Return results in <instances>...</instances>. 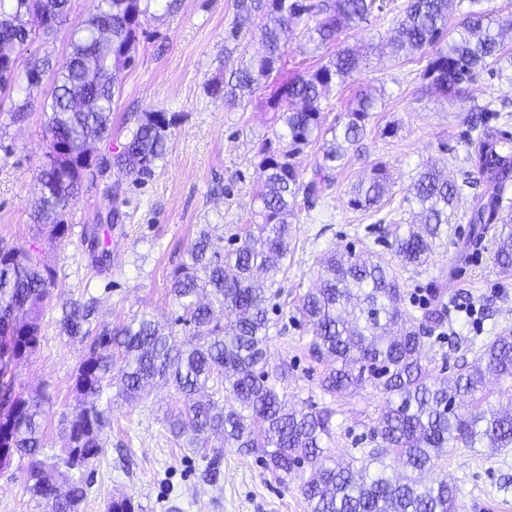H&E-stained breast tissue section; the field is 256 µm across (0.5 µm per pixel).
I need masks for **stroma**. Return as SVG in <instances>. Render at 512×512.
Wrapping results in <instances>:
<instances>
[{"instance_id":"35a3bbf8","label":"stroma","mask_w":512,"mask_h":512,"mask_svg":"<svg viewBox=\"0 0 512 512\" xmlns=\"http://www.w3.org/2000/svg\"><path fill=\"white\" fill-rule=\"evenodd\" d=\"M383 12L348 32L349 47H362L388 39L405 0H385ZM94 0H70L68 20L49 42L26 46L17 64L29 56H47L62 63L73 27L91 11ZM240 36L229 40L232 28ZM251 21L239 16L234 0H177L174 11L153 10L142 18L128 65L116 73L119 95L112 108V136L100 143L101 153L120 151L127 126L137 115L163 111L175 115L168 131L166 153L154 175L134 181L112 172L97 183L85 184L76 206L67 216L68 232L62 241L43 244V257L57 272L52 296L41 315L40 346L26 361L13 366L15 388L24 395L43 397L46 455L62 454L68 419L74 410L75 376L85 354L78 339L62 334V305L70 300L95 297L98 323L117 324L149 315L169 320L175 310L170 284L174 270L200 230L226 234L229 227L250 221L256 179L257 152L273 138L277 125L261 90L232 109L207 91L208 81L221 73L225 48L247 60L262 51ZM424 53L398 60L374 55L356 73L347 89L332 91L324 100L326 124H334L346 110L354 90L372 86L384 96L372 127L348 152L345 168L333 186L312 202H300L293 226L290 253L272 318L287 324V334L271 331L268 355L287 360L288 401L303 406L312 401L335 411L329 452L339 460L358 455L365 436L378 416L382 395L365 387L351 395L331 397L319 386L322 365L307 354L305 327L291 317L301 296L314 285L315 256L347 244L363 245L384 260L392 254L382 239L383 229L403 224L409 214L400 201L423 166L444 167L449 179L464 182L448 237L441 240L432 261L421 274H405L404 295L417 296L428 280L447 273L449 295H460L474 305L473 314L458 313L448 331L455 342L441 353L425 351V361L444 355L449 369L470 359L466 339L479 340L512 329V274L503 275L492 265L488 251L473 253L451 264L452 241L466 238L470 203L481 185L465 160V122L469 106L487 103L512 105V57L503 58L494 74H481L471 84L466 102L446 101L425 90L421 73ZM51 75H44L23 121L13 122L17 96L0 90V244L30 248L36 229L26 203L39 186L35 180L45 159L43 105L53 91ZM394 125L396 133L382 137L379 127ZM384 161L396 183L393 197L380 210L357 211L348 204L349 191L376 161ZM122 212L111 229V262L103 271L88 261L86 239L111 203ZM100 408L109 411L111 426L104 437L103 453L94 462L91 488L81 512H105L112 495L124 493L146 505L147 512H308L298 479L275 481L256 455L236 449L223 451L221 478L210 485L200 474L214 455L213 445H180L172 438L166 418L180 406L177 395L163 382L151 388L148 400L130 404L115 389L105 391ZM445 474L458 488V512H512V450L490 453L468 448L449 449L441 460ZM0 512H48L31 500L16 468L0 470Z\"/></svg>"}]
</instances>
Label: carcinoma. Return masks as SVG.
I'll return each mask as SVG.
<instances>
[{"mask_svg":"<svg viewBox=\"0 0 512 512\" xmlns=\"http://www.w3.org/2000/svg\"><path fill=\"white\" fill-rule=\"evenodd\" d=\"M68 0H0V87L22 96L13 117L26 116L34 88L49 61L33 57L24 72L18 55L35 40H48L66 17ZM159 0H96L70 36V52L54 74V93L45 104L46 161L37 174L39 195L30 204L33 223L64 238L65 216L83 184L108 169L134 180L152 176L164 159L165 112H146L129 129L122 149L110 157L93 154L94 144L112 136L113 71L124 66L137 39L141 18ZM461 0H407L395 34L385 44L394 57L431 50L422 73L425 87L452 101L468 98L469 85L506 54L504 33L512 19L469 11L457 37L449 40L448 17ZM238 12L259 17L264 53L226 68L209 84L212 96L230 107L252 95L273 73L288 66V48L309 34L319 48L338 40L374 11L379 0H235ZM315 25H310V21ZM361 56L341 48L317 67L295 74L271 90L268 102L283 131L278 146L266 141L255 164L257 224H240L227 239L205 230L187 251V262L171 279L175 316L162 324L147 316L110 327L95 325L96 299L66 303L61 330L86 342L75 380L76 405L69 421L65 456L42 458L41 403L14 390L0 373V421L7 433L0 447L27 460L24 489L50 512H80L88 494L82 479L62 478L60 468L81 472L104 448L110 425L98 401L118 375L117 395L129 403L149 396L155 379L181 395L183 407L169 417L177 440L190 445L212 438L222 448L259 454L280 483L300 473L299 486L310 512H457V485L441 476L424 483L448 448H512V406L491 399L490 386L512 384V330L471 342L473 360L458 365L452 379L433 374L423 363L426 345L451 339L448 322L455 308L445 283L433 279L404 306L402 272L428 265L436 241L448 233V208L462 186L436 166L424 168L404 203L412 220L398 224L389 247L396 265L350 245L319 254L312 266L315 287L299 301L297 321L307 327V351L329 368L320 375L324 393L334 397L368 385L385 405L367 434L361 456L342 464L325 454L332 438L333 410L288 405L278 383L288 378V362L267 357L271 300L283 295L277 275L290 251L298 198L306 200L331 186L344 168L349 147L361 141L382 93L364 89L348 102L339 121L324 128L321 104L360 68ZM499 110L473 106L466 116L476 137L468 139L466 161L480 176L464 253L495 240V265L512 271V130L508 116L490 124ZM330 133L311 177L294 158ZM394 184L387 165L374 163L352 187L348 205L359 211L381 206ZM56 282V271L25 249L0 247V358L32 356L40 343V311ZM186 333L179 334L176 326ZM106 512H144L130 496H113Z\"/></svg>","mask_w":512,"mask_h":512,"instance_id":"1","label":"carcinoma"}]
</instances>
